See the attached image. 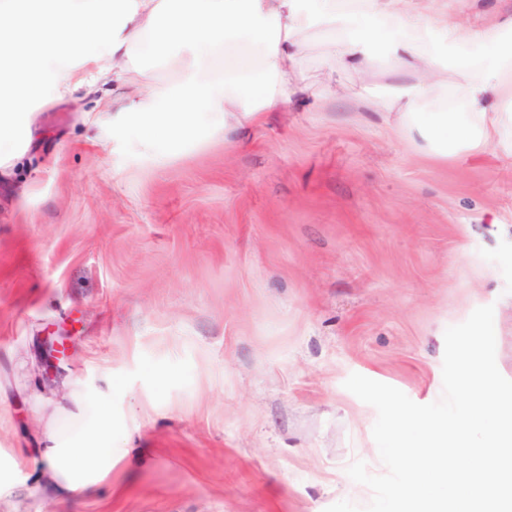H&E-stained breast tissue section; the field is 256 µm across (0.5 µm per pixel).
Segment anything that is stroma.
Returning a JSON list of instances; mask_svg holds the SVG:
<instances>
[{
  "mask_svg": "<svg viewBox=\"0 0 512 512\" xmlns=\"http://www.w3.org/2000/svg\"><path fill=\"white\" fill-rule=\"evenodd\" d=\"M301 38L310 105L156 164L112 140V81L36 111L0 175V512H325L386 468L358 373L429 404L444 332L494 305L512 380V114L436 160L374 107L408 59L333 65ZM73 347L45 376L44 338ZM105 392L112 478L81 498L33 466L73 395Z\"/></svg>",
  "mask_w": 512,
  "mask_h": 512,
  "instance_id": "stroma-1",
  "label": "stroma"
}]
</instances>
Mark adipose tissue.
<instances>
[{"instance_id":"1","label":"adipose tissue","mask_w":512,"mask_h":512,"mask_svg":"<svg viewBox=\"0 0 512 512\" xmlns=\"http://www.w3.org/2000/svg\"><path fill=\"white\" fill-rule=\"evenodd\" d=\"M390 22L404 37L393 54L422 60L412 80L396 83L381 111L412 124L448 156V137L485 130L489 113L512 107V20L486 9L485 0H0V170L25 152L33 108L100 79L112 63V135L138 129L141 153L163 161L168 147L200 134L229 136L267 122L270 112L299 97L292 62L302 35L335 31L352 17ZM457 48L482 41L497 50L495 67L468 60L458 67L453 98L466 123L449 132L452 112H423L445 71L426 54L430 38ZM377 31L359 26L337 41L348 67L367 63ZM169 55L172 79H161L144 58ZM66 427L47 436L40 469L53 488L79 497L109 481L115 460L112 412L81 395Z\"/></svg>"}]
</instances>
